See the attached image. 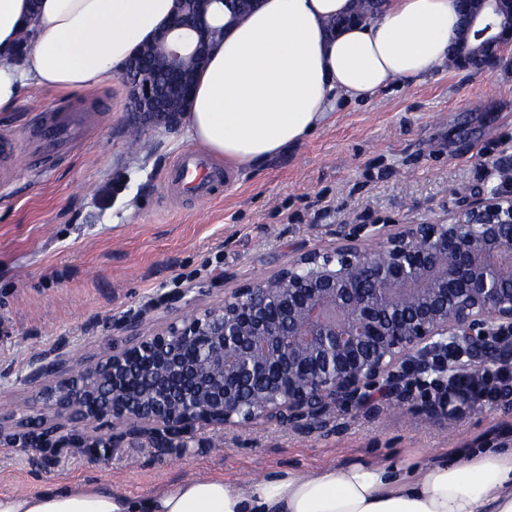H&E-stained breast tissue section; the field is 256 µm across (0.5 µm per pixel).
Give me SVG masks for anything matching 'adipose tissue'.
<instances>
[{
  "instance_id": "obj_1",
  "label": "adipose tissue",
  "mask_w": 512,
  "mask_h": 512,
  "mask_svg": "<svg viewBox=\"0 0 512 512\" xmlns=\"http://www.w3.org/2000/svg\"><path fill=\"white\" fill-rule=\"evenodd\" d=\"M173 0H0V112L24 88L81 92L122 72L170 20ZM355 0H212L215 29L186 114L213 158L256 169L301 144L339 99L361 101L395 80L418 81L459 35L457 0H383L363 21L331 29ZM27 52L17 55L22 31ZM0 512H512V446L416 462L281 469L237 483L194 475L143 495L111 486L48 485L0 493Z\"/></svg>"
}]
</instances>
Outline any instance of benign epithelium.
<instances>
[{
  "label": "benign epithelium",
  "instance_id": "1",
  "mask_svg": "<svg viewBox=\"0 0 512 512\" xmlns=\"http://www.w3.org/2000/svg\"><path fill=\"white\" fill-rule=\"evenodd\" d=\"M464 6L458 63L512 46V0ZM187 33L206 49L207 31L178 9L156 41L171 62L164 91L123 73L127 110L148 123L172 129L187 112L193 84L177 66ZM172 98L181 110L168 109ZM494 170L500 184L446 221L361 224L333 249L304 251L208 307L174 294L166 308L192 313L153 334L143 333V315L126 317L116 324L125 342L79 371L63 346L38 354L26 379L43 407L0 416V433L15 426L38 449L88 448L99 463L126 441L181 451L204 427L319 426L376 394L448 414L447 399H433L419 377L428 358L447 340L462 342L470 373L490 371L504 360L492 340L512 333V174ZM108 419V434L75 433Z\"/></svg>",
  "mask_w": 512,
  "mask_h": 512
}]
</instances>
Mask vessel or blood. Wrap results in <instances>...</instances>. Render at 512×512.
I'll list each match as a JSON object with an SVG mask.
<instances>
[{"label":"vessel or blood","mask_w":512,"mask_h":512,"mask_svg":"<svg viewBox=\"0 0 512 512\" xmlns=\"http://www.w3.org/2000/svg\"><path fill=\"white\" fill-rule=\"evenodd\" d=\"M39 133L24 154H17L11 143L0 144V168L10 169L21 164L35 166L44 155L69 148L79 136V127L70 120L39 114ZM172 187L190 192L196 200H209L213 193V178L206 172L200 157L184 154L168 173Z\"/></svg>","instance_id":"1"}]
</instances>
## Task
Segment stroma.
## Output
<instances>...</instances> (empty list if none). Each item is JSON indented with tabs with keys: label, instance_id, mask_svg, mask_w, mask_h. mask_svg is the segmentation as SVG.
I'll return each instance as SVG.
<instances>
[{
	"label": "stroma",
	"instance_id": "35a3bbf8",
	"mask_svg": "<svg viewBox=\"0 0 512 512\" xmlns=\"http://www.w3.org/2000/svg\"><path fill=\"white\" fill-rule=\"evenodd\" d=\"M40 112L79 119L82 138L48 166L17 168L0 191V408L20 418L37 409L26 381L37 353L62 344L90 360L119 338V318L143 315L148 334L163 328L170 295L216 304L298 251L332 249L357 225L444 219L486 194L490 163L512 161V47L480 72L444 64L369 102L338 103L317 133L262 168L214 161L224 180L204 203L167 182L196 146L187 127L145 128L130 145L136 119L121 77L79 93L28 87L0 113V142L25 149ZM509 432L512 402H496L446 417L383 404L330 412L318 428L207 427L186 452L125 443L104 464L81 448L49 457L0 439V492L105 482L139 495L191 474L239 481L356 459L413 461Z\"/></svg>",
	"mask_w": 512,
	"mask_h": 512
}]
</instances>
